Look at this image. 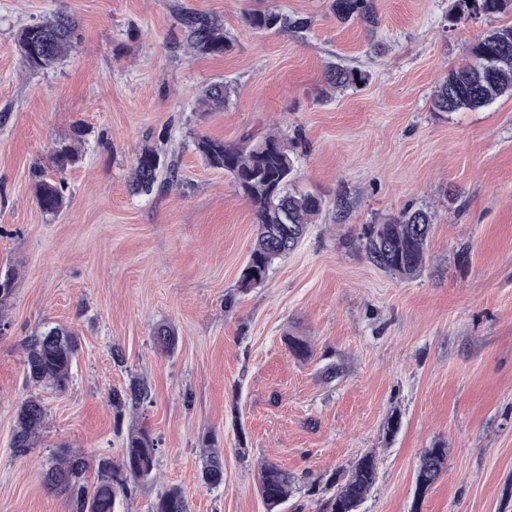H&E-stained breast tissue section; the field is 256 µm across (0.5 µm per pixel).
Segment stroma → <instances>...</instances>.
I'll use <instances>...</instances> for the list:
<instances>
[{"instance_id":"obj_1","label":"stroma","mask_w":512,"mask_h":512,"mask_svg":"<svg viewBox=\"0 0 512 512\" xmlns=\"http://www.w3.org/2000/svg\"><path fill=\"white\" fill-rule=\"evenodd\" d=\"M183 2L219 18L233 51H173L169 0H0V277L16 284L0 330V512H71L47 477L52 452H82L90 486L97 460L119 456L139 426L159 451L125 512H151L170 487L190 512H266L269 460L297 479L281 512H314L306 486L369 451L378 470L361 512H410L419 457L437 440L448 461L422 512H512V96L474 111L432 106L449 68L512 12L453 28V0H373V26L339 21L332 0ZM257 8L306 25L252 30L244 17ZM59 12L78 22L72 48L29 70L17 36ZM331 63L364 82L331 88ZM215 81L230 84L229 102L198 111ZM279 129L297 189L325 207L266 283L242 293L254 215L193 140ZM73 139L81 159L66 203L43 213L33 172L53 175L54 142ZM147 145L173 155L181 179L135 195ZM420 207L435 214L421 273L403 280L371 264L362 226ZM47 323L80 341L63 392L25 380L24 343ZM160 323L177 333L173 352L154 345ZM288 333L308 340L310 359L289 353ZM135 377L151 403L116 410L110 394ZM34 393L47 415L18 455L17 415ZM395 410L402 426L389 440ZM207 439L223 452L216 489L201 478Z\"/></svg>"}]
</instances>
